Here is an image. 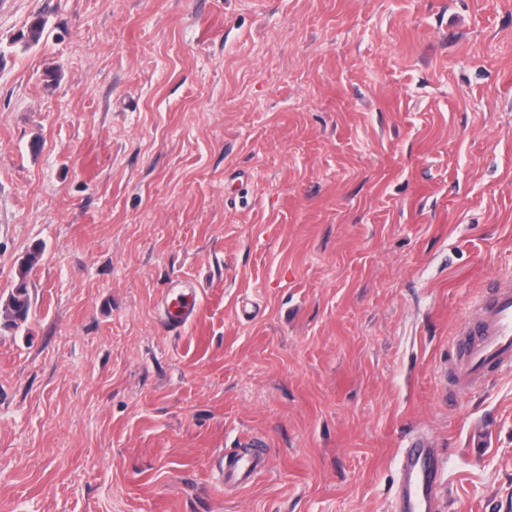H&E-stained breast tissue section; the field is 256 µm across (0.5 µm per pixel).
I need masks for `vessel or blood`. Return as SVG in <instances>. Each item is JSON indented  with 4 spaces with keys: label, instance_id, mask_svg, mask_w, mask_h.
Returning <instances> with one entry per match:
<instances>
[{
    "label": "vessel or blood",
    "instance_id": "b4317fda",
    "mask_svg": "<svg viewBox=\"0 0 512 512\" xmlns=\"http://www.w3.org/2000/svg\"><path fill=\"white\" fill-rule=\"evenodd\" d=\"M196 289L175 293L165 304L166 321L180 328L197 313ZM462 344L448 362L455 392L465 393L512 370V276L492 279L470 307L458 330ZM266 462L263 455H225V483L245 487ZM446 478L434 440L415 438L404 448L398 468L395 512H443Z\"/></svg>",
    "mask_w": 512,
    "mask_h": 512
}]
</instances>
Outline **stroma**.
I'll return each instance as SVG.
<instances>
[{
    "label": "stroma",
    "instance_id": "1",
    "mask_svg": "<svg viewBox=\"0 0 512 512\" xmlns=\"http://www.w3.org/2000/svg\"><path fill=\"white\" fill-rule=\"evenodd\" d=\"M36 246L0 512H395L425 433L495 512L512 371L446 388L512 275V0H0V306ZM182 288H188L189 291L173 292L174 297L168 302H164L166 321L173 329H179L190 321L197 313L199 301L197 289L193 281H187ZM221 472L224 475V485H234L239 488L250 483L254 472L262 467L266 458L262 454L224 455Z\"/></svg>",
    "mask_w": 512,
    "mask_h": 512
}]
</instances>
